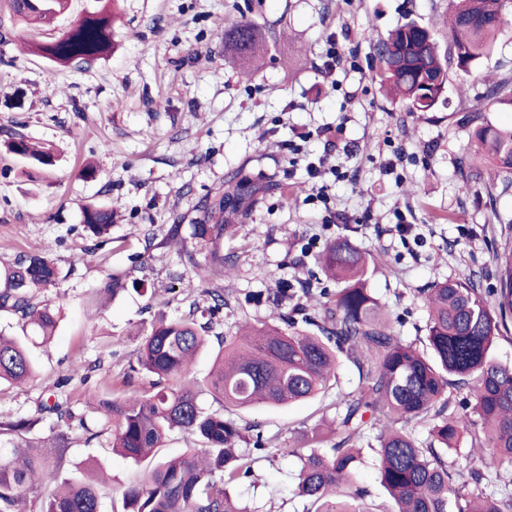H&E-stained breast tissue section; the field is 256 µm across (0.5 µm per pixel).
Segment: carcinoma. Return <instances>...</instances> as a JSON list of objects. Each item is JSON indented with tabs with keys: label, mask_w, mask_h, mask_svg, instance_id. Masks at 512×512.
<instances>
[{
	"label": "carcinoma",
	"mask_w": 512,
	"mask_h": 512,
	"mask_svg": "<svg viewBox=\"0 0 512 512\" xmlns=\"http://www.w3.org/2000/svg\"><path fill=\"white\" fill-rule=\"evenodd\" d=\"M19 20L41 34L27 41L33 55L61 66L91 61L110 50L112 19L104 8L87 11L62 32L57 22L69 0H8ZM509 0H455L448 46L415 22L395 26L373 44L379 76L409 112H430L442 101L451 70L466 74L494 46ZM267 40L254 24L237 22L224 32V50L244 67L264 53ZM486 105H512V69L484 84ZM480 155L494 176L512 184V129L477 114ZM8 151L41 165L50 151L23 136ZM263 187L238 171L224 192L203 201V222L170 225L164 243L181 246L202 280L223 275L234 257L224 239L236 236ZM83 230L99 249L113 241L112 209L83 206ZM335 290L319 292L316 314L306 313L309 286L277 290L275 301L297 298L281 323L245 322L235 336L215 335L219 350L206 386L220 408H204L199 390L187 382L189 367L209 341L228 302L224 289L206 288L208 304L193 300L178 318L157 317L136 348L121 381L92 389L81 412L65 401L41 402L30 415L0 420V512H101L100 479L84 470L62 476L71 445L72 422L87 441L107 439L112 451L136 464L157 454L168 434L184 431L201 447L151 465L143 480L121 493L113 512H247L231 490L239 480H258L253 452L276 447L277 436L258 432L253 451L238 444L251 428L224 416L226 409L282 406L312 399L329 387L344 361L353 369L354 390L336 392V428L315 431L311 448H296V495L304 512H512V479L496 486L495 474L512 468V367L497 363L492 350L512 318V247L494 255L499 288L488 300L471 272L435 279L415 297L426 312L419 343L395 335L390 312L367 286L370 262L349 241L328 243L315 257ZM60 271L50 249L19 255L0 267V311L19 317L22 335L0 329V384L20 385L37 375L27 344L46 343L59 325V310L37 299L55 287ZM149 388L130 389L132 374ZM455 390L467 398L451 408ZM429 425L421 440L413 424ZM375 453L379 486L389 509H369L371 492L356 481L362 440ZM465 458L466 465L448 461Z\"/></svg>",
	"instance_id": "cac0c4a2"
}]
</instances>
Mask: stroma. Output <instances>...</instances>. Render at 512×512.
<instances>
[{"label": "stroma", "instance_id": "1", "mask_svg": "<svg viewBox=\"0 0 512 512\" xmlns=\"http://www.w3.org/2000/svg\"><path fill=\"white\" fill-rule=\"evenodd\" d=\"M114 8L111 51L60 66L21 53L31 30L0 0V266L48 245L63 274L39 294L62 311L53 342L31 347L33 381L0 386V419L34 412L56 390L82 409L84 387L68 379L76 360H101L93 385L123 375L157 312L174 316L203 300L189 264L169 246L146 245L144 232L161 237L168 225L201 222L203 201L240 169L267 191L224 243L238 257L214 281L228 301L225 336L239 322L288 314L272 289L331 287L315 256L339 237L382 266L368 286L404 340L424 333L413 297L434 278L470 271L492 297L494 255L512 236V185L464 183L458 160L473 146L471 113L512 126V105L482 110L472 88L512 68V21L476 76L451 71L444 104L412 113L383 86L373 43L409 18L447 47L450 0H116ZM244 20L277 34L248 78L224 54L225 26ZM323 127L335 129L334 141L318 136ZM20 135L51 145L54 164L8 153L5 142ZM306 154L327 158L318 180L305 173ZM317 182L328 185V201L312 199ZM284 185L299 186L296 200L284 201ZM88 203L117 215L113 243L96 250L82 228ZM400 223L410 233L397 232ZM113 275L145 288L102 300ZM335 399L331 389L234 411L238 424L277 438L255 464L259 481L235 486L240 502L253 512H303L293 450L331 424ZM84 438L73 432L64 472L91 457L109 474L110 493L140 480L144 465Z\"/></svg>", "mask_w": 512, "mask_h": 512}]
</instances>
